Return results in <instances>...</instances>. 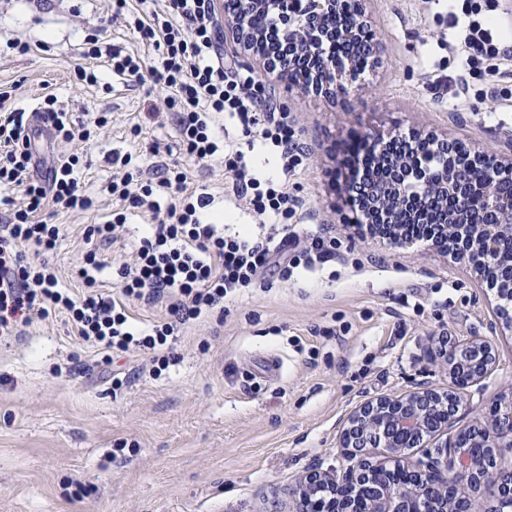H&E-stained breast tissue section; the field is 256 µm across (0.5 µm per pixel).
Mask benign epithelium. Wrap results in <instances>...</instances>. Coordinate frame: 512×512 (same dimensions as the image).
Segmentation results:
<instances>
[{
  "mask_svg": "<svg viewBox=\"0 0 512 512\" xmlns=\"http://www.w3.org/2000/svg\"><path fill=\"white\" fill-rule=\"evenodd\" d=\"M313 10L300 21L292 22L284 15L290 56L281 50L261 52L254 45L255 35L241 20L233 17L225 24L232 38L242 49L252 53L271 73L289 75L288 61L305 50L315 60L314 80L306 87L330 94L345 89L344 83L354 81L364 64L335 67L334 57L321 53L327 39L345 37L364 45V58L375 50V33L364 20L361 0H313ZM325 15L345 16L349 25L339 31L322 26ZM392 140L361 138V160L354 178L372 182L366 193H374L376 219H359L366 225L373 221L392 224L398 216L418 223L424 207L418 198L427 197L438 203L441 196L452 192L467 201L468 180L484 181L485 206L502 217L499 224H471L465 213L448 217L440 225V238L430 242L435 249L451 252L459 262L471 266L483 276V266L495 261L502 242L512 241V157L501 160L482 152H469L468 163L451 174L435 179L412 166L407 159L391 161L389 181L377 185L375 174L365 166L364 157L387 156ZM501 301L512 303V274L494 282L485 280ZM479 346L483 354L473 356ZM449 374L464 375L469 382L484 379L496 363L492 346L477 336L455 342L447 358ZM459 406L455 394L439 392L425 385L397 396H382L357 407L349 418V426L340 437L339 446L347 467L342 476L318 468L309 471L290 490L292 512H359L358 500L366 498V512H512V464L499 461L502 450L512 448V392L492 403L494 413L476 422L460 436L468 441L464 447L455 442L438 444L429 451V462L418 470H409L403 462L406 449L419 447L430 434L448 425ZM383 449V458L372 461L373 451ZM409 470L414 481L408 485L394 483L388 472ZM482 486L485 497L458 496V489Z\"/></svg>",
  "mask_w": 512,
  "mask_h": 512,
  "instance_id": "obj_1",
  "label": "benign epithelium"
}]
</instances>
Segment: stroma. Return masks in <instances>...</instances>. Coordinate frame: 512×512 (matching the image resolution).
<instances>
[{
    "label": "stroma",
    "mask_w": 512,
    "mask_h": 512,
    "mask_svg": "<svg viewBox=\"0 0 512 512\" xmlns=\"http://www.w3.org/2000/svg\"><path fill=\"white\" fill-rule=\"evenodd\" d=\"M363 7L375 53L335 96L265 72L231 36L218 41L225 63L255 85L257 111L285 115L294 126L305 150L288 179L301 204L294 221L326 229L335 258L285 281L271 274L270 291L191 322L176 345L178 364L158 377L145 355L103 362L60 317L35 320L17 341L0 344V512H289L288 489L299 477L342 470L339 437L364 402L419 382L456 389L459 410L435 436L443 442L512 391V334L493 291L429 245L401 249L359 232L340 177L347 148L367 133L431 132L512 155V72L467 76L468 92L453 97L448 79L464 73L448 49V0H364ZM109 8V0H60L38 13L30 0H0V89H12L11 106L31 112L51 93L75 118L106 119L84 148L96 206L57 218L65 237L54 261L72 289L86 225L103 223L114 208L107 191L119 173L113 155L131 154L148 175L182 158L163 87L106 71L94 85L76 79L84 37L95 28L103 42L158 58L123 22L105 26ZM17 39L31 52L9 50ZM135 125L142 129L136 139L129 135ZM223 125L261 178H280L257 133L229 118ZM187 168L191 188L212 196L210 212L255 223L221 159ZM442 335L484 337L497 351L496 366L481 382L454 388L446 360L434 355ZM272 358L282 363L274 378L266 374ZM117 373L127 376L118 391ZM120 441L126 447L118 455Z\"/></svg>",
    "instance_id": "35a3bbf8"
}]
</instances>
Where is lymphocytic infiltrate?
I'll return each instance as SVG.
<instances>
[{
    "label": "lymphocytic infiltrate",
    "instance_id": "1",
    "mask_svg": "<svg viewBox=\"0 0 512 512\" xmlns=\"http://www.w3.org/2000/svg\"><path fill=\"white\" fill-rule=\"evenodd\" d=\"M498 7V0H451L448 26L455 32L466 71L493 76L512 61ZM133 28L142 43L159 51L158 65L147 68L137 54L102 50L92 31L84 39V63L75 69L77 78L97 84L94 62L102 58L115 75L167 88L185 154L199 162L222 156L234 193L261 222H206L210 198L189 191L184 168L167 164L158 179H146L131 169V155H124L119 159L124 172L109 185L124 209L112 220L87 226L88 249L75 271L86 291L74 296L62 287L51 257L62 236L54 217L95 205L79 176L80 157L61 154L44 173H37L29 114L6 110L8 95L0 91V186L10 190L0 203L11 209L8 223L0 224V341L18 336L33 319L58 314L87 346L106 353L151 354L152 371L158 374L176 362L174 346L186 322L208 317L237 294L267 288L264 274L270 266L281 265L286 279L298 268L321 269L334 257L335 243L325 231L289 223L299 204L289 195L286 179L302 164L303 149L285 118L255 111L248 84L239 82L222 61L211 0H166L164 10L135 18ZM39 112L60 143L89 141L92 127L104 123L100 117L91 123L74 119L51 94L44 97ZM226 116L244 130H258L279 160L282 181H261L244 153L220 139L219 121ZM162 195L170 199L168 208L158 203ZM131 210L151 213L158 221L146 225L130 260L115 267L104 251L122 248ZM109 268L118 288L113 296L98 290L97 278ZM133 301L165 303L168 317L138 329L129 312Z\"/></svg>",
    "mask_w": 512,
    "mask_h": 512
}]
</instances>
